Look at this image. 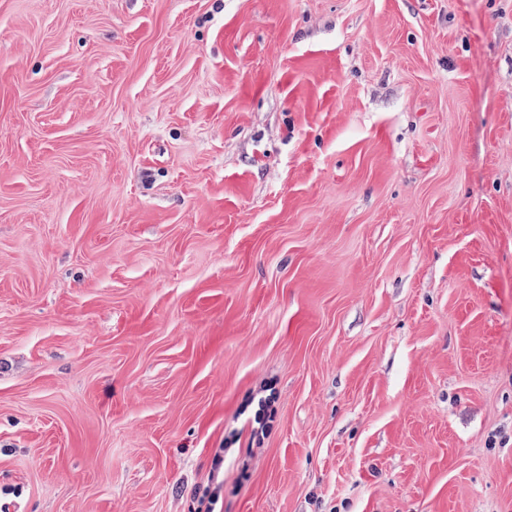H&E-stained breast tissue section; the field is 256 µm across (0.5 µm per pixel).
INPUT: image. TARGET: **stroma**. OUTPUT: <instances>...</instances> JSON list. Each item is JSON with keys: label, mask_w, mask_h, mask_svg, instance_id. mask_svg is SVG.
I'll use <instances>...</instances> for the list:
<instances>
[{"label": "stroma", "mask_w": 512, "mask_h": 512, "mask_svg": "<svg viewBox=\"0 0 512 512\" xmlns=\"http://www.w3.org/2000/svg\"><path fill=\"white\" fill-rule=\"evenodd\" d=\"M0 512H512V0H0Z\"/></svg>", "instance_id": "1"}]
</instances>
